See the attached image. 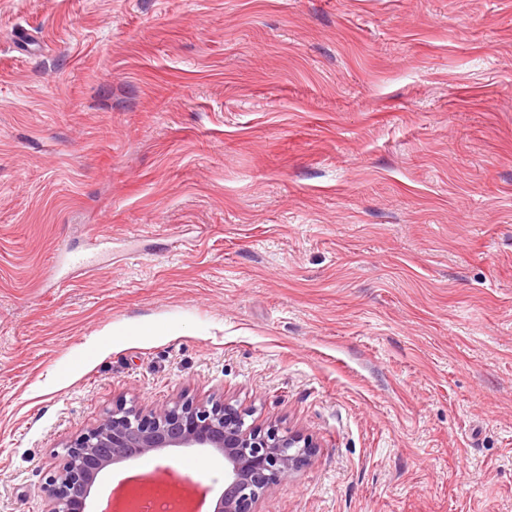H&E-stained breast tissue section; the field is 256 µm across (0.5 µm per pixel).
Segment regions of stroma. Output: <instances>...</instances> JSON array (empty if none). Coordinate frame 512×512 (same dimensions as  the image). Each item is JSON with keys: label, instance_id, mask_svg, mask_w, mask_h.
<instances>
[{"label": "stroma", "instance_id": "1", "mask_svg": "<svg viewBox=\"0 0 512 512\" xmlns=\"http://www.w3.org/2000/svg\"><path fill=\"white\" fill-rule=\"evenodd\" d=\"M181 399L317 443L258 512H512V0H0V512Z\"/></svg>", "mask_w": 512, "mask_h": 512}]
</instances>
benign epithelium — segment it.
<instances>
[{
    "label": "benign epithelium",
    "instance_id": "1",
    "mask_svg": "<svg viewBox=\"0 0 512 512\" xmlns=\"http://www.w3.org/2000/svg\"><path fill=\"white\" fill-rule=\"evenodd\" d=\"M172 448H209L224 456V492L213 512H256L258 500L290 479L316 444L275 425H248L245 413L222 401L207 406L182 400L147 413L121 403L66 447L62 464L42 488L45 512H90L92 490L110 466ZM151 478L141 475L118 488L131 512L138 501L135 489Z\"/></svg>",
    "mask_w": 512,
    "mask_h": 512
}]
</instances>
